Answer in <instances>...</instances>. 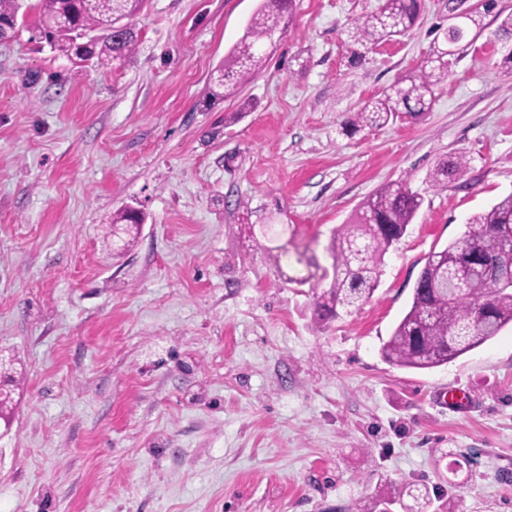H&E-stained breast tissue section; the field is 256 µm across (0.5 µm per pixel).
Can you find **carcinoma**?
<instances>
[{
	"label": "carcinoma",
	"mask_w": 512,
	"mask_h": 512,
	"mask_svg": "<svg viewBox=\"0 0 512 512\" xmlns=\"http://www.w3.org/2000/svg\"><path fill=\"white\" fill-rule=\"evenodd\" d=\"M39 35L54 50L81 64L107 69L136 46L129 22L142 0H37ZM20 0H0V38H10L19 25ZM293 8V0H263L245 33L213 75L210 97L222 98L256 75L274 46L272 34ZM420 13V0H383L377 11L354 22L350 59L361 60L358 47L406 36ZM480 34L482 13L475 10L465 24L450 27L434 42L430 57L392 83L381 97L355 113L352 126L386 125L407 113L420 117L432 110L435 89L448 80L452 65L464 56L460 45L468 31ZM466 155L443 159L430 174L435 187L463 176ZM423 204L422 195L404 181L383 185L359 206L356 219L333 233L329 288L317 296L319 320L330 321L369 299L389 248L406 233ZM143 217L131 208L119 212L112 225L140 230ZM464 237L430 254L413 289L412 303L380 349L382 358L400 368L426 370L444 365L492 340L512 325V192L471 219ZM495 255L499 279L482 272L460 275L446 259L458 252Z\"/></svg>",
	"instance_id": "carcinoma-1"
}]
</instances>
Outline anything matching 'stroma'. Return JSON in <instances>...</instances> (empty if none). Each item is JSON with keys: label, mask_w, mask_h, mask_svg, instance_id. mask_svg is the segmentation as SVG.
Segmentation results:
<instances>
[{"label": "stroma", "mask_w": 512, "mask_h": 512, "mask_svg": "<svg viewBox=\"0 0 512 512\" xmlns=\"http://www.w3.org/2000/svg\"><path fill=\"white\" fill-rule=\"evenodd\" d=\"M259 4L144 0L105 72L38 40L37 0L0 41V512H512V329L425 371L380 354L430 253L512 192V0L431 112L354 133L447 0L355 66L348 33L379 0H296L266 69L211 99ZM397 180L419 213L373 296L319 325L333 229ZM128 206L146 221L126 243ZM468 168V160L464 153L447 159H443L435 166L430 174V182L434 187H443L448 181L456 180L463 176Z\"/></svg>", "instance_id": "1"}]
</instances>
